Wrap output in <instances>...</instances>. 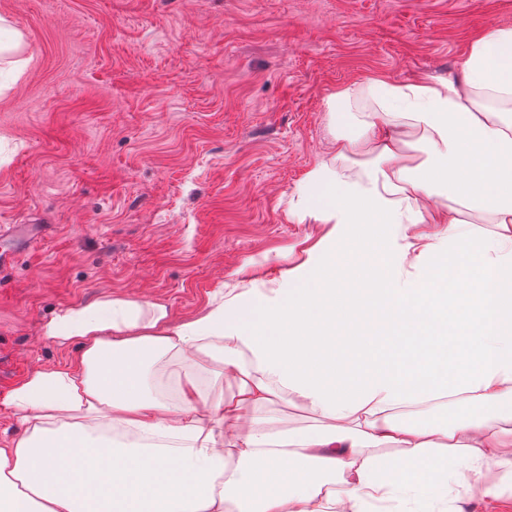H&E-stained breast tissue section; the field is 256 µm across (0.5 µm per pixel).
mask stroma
Wrapping results in <instances>:
<instances>
[{"instance_id":"obj_1","label":"stroma","mask_w":512,"mask_h":512,"mask_svg":"<svg viewBox=\"0 0 512 512\" xmlns=\"http://www.w3.org/2000/svg\"><path fill=\"white\" fill-rule=\"evenodd\" d=\"M0 431L61 307L109 295L192 319L232 271L268 287L325 233L286 201L331 154L326 99L456 76L512 0H0Z\"/></svg>"}]
</instances>
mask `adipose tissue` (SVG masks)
I'll use <instances>...</instances> for the list:
<instances>
[{"label":"adipose tissue","instance_id":"1","mask_svg":"<svg viewBox=\"0 0 512 512\" xmlns=\"http://www.w3.org/2000/svg\"><path fill=\"white\" fill-rule=\"evenodd\" d=\"M333 138L288 201L299 222L352 227L351 257L321 244L273 288L245 269L172 324L166 305L105 296L60 309L46 338L75 362L8 396L23 429L0 442V512H464L512 473V26H490L457 76L379 75L326 101ZM366 158L357 166V158ZM439 224L413 275L375 256L366 226ZM168 356L219 363L159 390ZM322 423L278 430L279 394ZM481 414L457 418V401ZM422 410V422L405 411ZM398 454L380 452L382 444ZM198 379L199 389L204 398L213 399L217 397L222 391L224 396H230L234 391L233 383L224 380V376H217V372H221V367L218 365H211L207 370H200L192 368Z\"/></svg>","mask_w":512,"mask_h":512}]
</instances>
